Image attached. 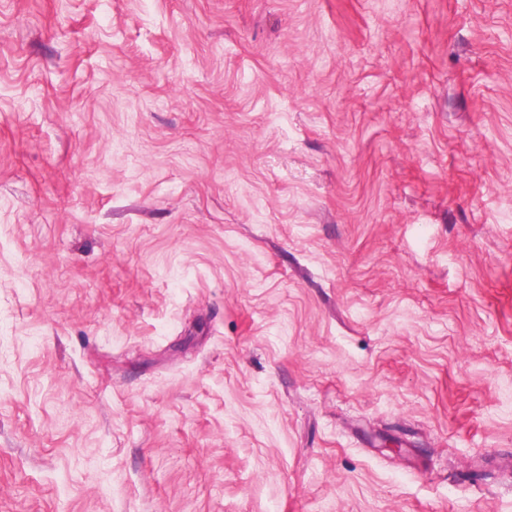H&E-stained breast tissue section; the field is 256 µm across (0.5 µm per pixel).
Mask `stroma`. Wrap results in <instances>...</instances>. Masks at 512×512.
Listing matches in <instances>:
<instances>
[{
	"mask_svg": "<svg viewBox=\"0 0 512 512\" xmlns=\"http://www.w3.org/2000/svg\"><path fill=\"white\" fill-rule=\"evenodd\" d=\"M0 512H512V0H0Z\"/></svg>",
	"mask_w": 512,
	"mask_h": 512,
	"instance_id": "stroma-1",
	"label": "stroma"
}]
</instances>
